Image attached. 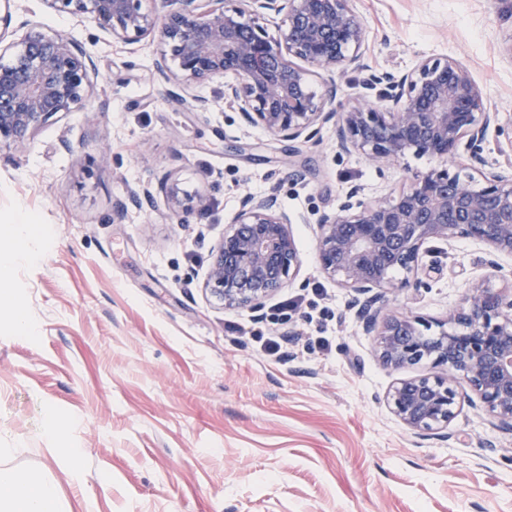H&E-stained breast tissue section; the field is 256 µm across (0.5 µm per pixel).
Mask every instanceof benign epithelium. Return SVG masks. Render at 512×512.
<instances>
[{
	"label": "benign epithelium",
	"instance_id": "obj_1",
	"mask_svg": "<svg viewBox=\"0 0 512 512\" xmlns=\"http://www.w3.org/2000/svg\"><path fill=\"white\" fill-rule=\"evenodd\" d=\"M0 10V143H21L51 118L83 107L98 70L82 44L65 31L28 25L17 44L1 33L16 20L13 0ZM54 12L89 18L114 39L153 36L168 51L153 62L173 86L170 97L190 111L207 101L192 88L231 73L224 98L242 121L287 141L309 139L333 118L337 145L375 164L395 162L406 151L427 154L439 166L416 177L385 201H367L351 187L336 210L323 213L317 245L322 270L352 294L365 335L374 337L379 361L401 370L431 362L434 375L400 379L385 401L420 437H448V424L464 403L477 405L498 428L512 433V293L475 284L448 312L447 328L427 336L421 322L388 313L389 271L402 269L404 288L419 289L422 254L434 240L461 237L490 253L512 255V170L489 166L483 156L487 129L497 113L467 67L452 58L424 59L405 72L371 74L364 93L346 112L329 107L336 85L317 94L297 58L322 70H364L360 48L365 24L355 0H163L172 9L150 13L143 0H43ZM285 14L280 40L260 20ZM469 171L448 172L461 156ZM288 215L271 194H246L224 232L206 287L224 302L262 308L285 286L303 259Z\"/></svg>",
	"mask_w": 512,
	"mask_h": 512
}]
</instances>
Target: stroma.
Masks as SVG:
<instances>
[{
    "label": "stroma",
    "instance_id": "obj_1",
    "mask_svg": "<svg viewBox=\"0 0 512 512\" xmlns=\"http://www.w3.org/2000/svg\"><path fill=\"white\" fill-rule=\"evenodd\" d=\"M21 4L20 20L72 32L99 78L84 108L0 144V252L21 247L8 228L27 214L43 253L7 282L33 332L16 335L0 304V470L48 471L66 512H512V434L467 405L448 440L408 431L380 397L431 364L384 367L349 290L317 258V220L351 186L386 200L434 159L409 151L375 166L337 148L332 121L313 138L278 140L242 123L220 78L193 89L207 111H183L153 69L158 40L117 41L43 0ZM355 5L369 72L426 58L467 65L497 114L484 156L511 166L512 10L501 0ZM246 193L276 194L303 258L258 312L204 288ZM485 259L470 239L432 242L426 287H403L392 271L386 307L438 334L474 283L512 287ZM287 298L299 308L281 310ZM270 336L278 354L262 346ZM50 409L76 428L48 437ZM53 448L80 450V484Z\"/></svg>",
    "mask_w": 512,
    "mask_h": 512
}]
</instances>
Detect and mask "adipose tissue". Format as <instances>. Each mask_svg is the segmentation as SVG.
I'll list each match as a JSON object with an SVG mask.
<instances>
[{
	"instance_id": "ef3b65f1",
	"label": "adipose tissue",
	"mask_w": 512,
	"mask_h": 512,
	"mask_svg": "<svg viewBox=\"0 0 512 512\" xmlns=\"http://www.w3.org/2000/svg\"><path fill=\"white\" fill-rule=\"evenodd\" d=\"M0 512H62L54 481L43 472L0 471Z\"/></svg>"
}]
</instances>
